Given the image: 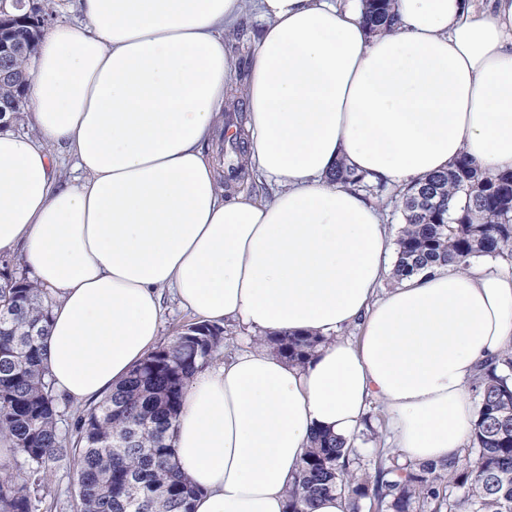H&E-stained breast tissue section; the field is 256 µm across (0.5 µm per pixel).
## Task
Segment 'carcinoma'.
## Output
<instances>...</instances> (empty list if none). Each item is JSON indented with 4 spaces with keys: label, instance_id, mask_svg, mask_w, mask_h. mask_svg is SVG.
I'll return each mask as SVG.
<instances>
[{
    "label": "carcinoma",
    "instance_id": "carcinoma-1",
    "mask_svg": "<svg viewBox=\"0 0 512 512\" xmlns=\"http://www.w3.org/2000/svg\"><path fill=\"white\" fill-rule=\"evenodd\" d=\"M370 30L394 25L392 0H362ZM52 0L17 27V37L35 50L52 16ZM28 81L0 83V107L21 111ZM233 101L225 127H235L231 149L247 133ZM330 179L367 188L365 176L339 164ZM406 226L397 240L393 277L400 282L448 262L467 267L481 256L512 263V171L484 172L462 157L403 192ZM52 300L27 278L0 271V442L17 448L27 468L0 463V512H40L54 465L74 458L76 512H192L199 489L179 470L170 429L181 409L188 380L223 345V327L187 325L157 348L128 378L80 417L76 439L58 426L59 398L42 364ZM315 337H269L278 354L306 363L319 345ZM476 420L466 455L446 463L377 466L370 470L353 453L354 443L318 431L306 453L297 485L288 491V512H312L331 492L344 495L350 512L377 502L382 512H512V357L482 365L471 382Z\"/></svg>",
    "mask_w": 512,
    "mask_h": 512
}]
</instances>
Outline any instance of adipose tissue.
<instances>
[{
    "label": "adipose tissue",
    "mask_w": 512,
    "mask_h": 512,
    "mask_svg": "<svg viewBox=\"0 0 512 512\" xmlns=\"http://www.w3.org/2000/svg\"><path fill=\"white\" fill-rule=\"evenodd\" d=\"M77 4L31 60L32 133L0 130V253L55 295V388L109 394L156 349L167 290L258 336L185 389L171 445L194 512H285L313 431L352 438L374 400L404 461L458 457L467 383L512 347V273L448 264L378 294L392 235L329 174L404 190L463 156L512 170V0H394L375 37L349 0H256L242 95L263 200L226 197L204 153L244 0ZM306 334L322 342L303 365L265 342Z\"/></svg>",
    "instance_id": "adipose-tissue-1"
}]
</instances>
